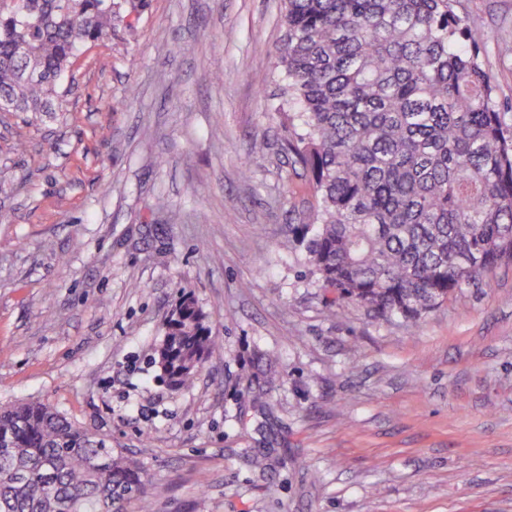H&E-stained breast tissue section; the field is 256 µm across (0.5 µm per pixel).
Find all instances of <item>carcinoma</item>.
I'll return each instance as SVG.
<instances>
[{"instance_id": "obj_1", "label": "carcinoma", "mask_w": 512, "mask_h": 512, "mask_svg": "<svg viewBox=\"0 0 512 512\" xmlns=\"http://www.w3.org/2000/svg\"><path fill=\"white\" fill-rule=\"evenodd\" d=\"M0 9V98L60 111L79 47L112 35L114 0H19ZM278 57L288 149L318 198L293 242L336 300L377 319L421 318L512 263V125L480 55L492 34L454 0H283ZM152 357L170 387L219 348L190 291ZM152 512L141 466L51 406L0 408V512Z\"/></svg>"}]
</instances>
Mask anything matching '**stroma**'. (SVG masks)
Listing matches in <instances>:
<instances>
[{
  "label": "stroma",
  "mask_w": 512,
  "mask_h": 512,
  "mask_svg": "<svg viewBox=\"0 0 512 512\" xmlns=\"http://www.w3.org/2000/svg\"><path fill=\"white\" fill-rule=\"evenodd\" d=\"M455 10L495 32L511 121L512 0ZM281 12L145 0L81 46L63 111L0 112V406L42 401L137 460L153 512H512V263L414 325L336 304L282 248L317 199ZM185 290L219 350L170 389L150 358Z\"/></svg>",
  "instance_id": "1"
}]
</instances>
